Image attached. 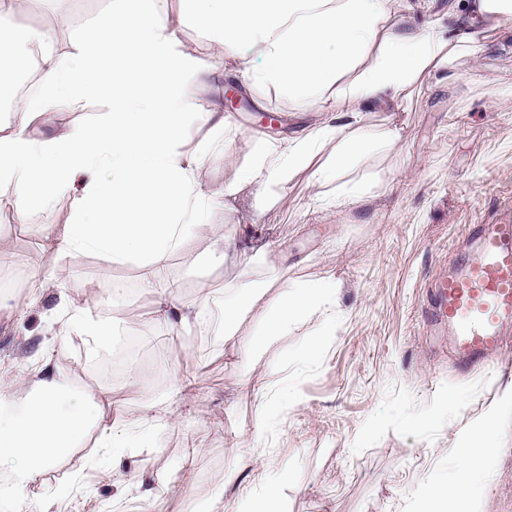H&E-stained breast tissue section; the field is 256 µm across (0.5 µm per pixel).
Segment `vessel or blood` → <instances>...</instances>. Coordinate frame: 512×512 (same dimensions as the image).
<instances>
[{
    "instance_id": "1",
    "label": "vessel or blood",
    "mask_w": 512,
    "mask_h": 512,
    "mask_svg": "<svg viewBox=\"0 0 512 512\" xmlns=\"http://www.w3.org/2000/svg\"><path fill=\"white\" fill-rule=\"evenodd\" d=\"M477 246L458 269L436 279L424 310L428 325H446L456 338L457 366L467 372L493 355L512 352V216L473 227Z\"/></svg>"
}]
</instances>
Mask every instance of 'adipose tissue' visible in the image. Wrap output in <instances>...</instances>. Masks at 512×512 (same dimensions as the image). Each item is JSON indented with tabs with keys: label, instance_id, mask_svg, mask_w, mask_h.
<instances>
[{
	"label": "adipose tissue",
	"instance_id": "obj_1",
	"mask_svg": "<svg viewBox=\"0 0 512 512\" xmlns=\"http://www.w3.org/2000/svg\"><path fill=\"white\" fill-rule=\"evenodd\" d=\"M31 2L0 0V92L13 85L5 60L12 55L14 18ZM212 2L181 0V6L212 30L210 49L225 67L256 94L274 89L319 101L333 115L330 124L278 144L248 132L259 145L252 164L222 185L207 183L206 159L223 143L228 118L198 97V83L211 72L185 51L170 0H113L110 12L86 24L65 54L55 51L50 31L29 29L27 46L41 50L39 91L13 99L11 121L0 124V197L8 199L18 223L72 196L77 206L71 224L61 235L45 229L43 248L73 260L94 252L115 263L138 262L155 322L174 333L206 319L204 307L178 299L167 273L168 256L183 248L189 234L206 239L207 254L217 263L229 252L266 247L253 235L229 237L207 224L209 210L245 186L268 192L307 168L318 183L347 180L338 199L357 204L368 190L353 176L357 160L376 142L393 144L401 137L391 115L376 137H368L360 127L363 113L402 100L456 58L477 55L487 34L512 23V0H448L449 25L432 20L422 27L405 23L403 0H223L218 9ZM91 96L109 103L102 121L79 130H35V122L56 105L74 107ZM192 126L205 128L206 136L189 150L185 136ZM330 139L336 142L333 156L312 167ZM118 293L101 288L95 300ZM335 295L330 282L283 285L263 304L257 289L246 288V306L225 302L224 324L232 326L242 308L256 310L259 329L247 353L259 357L294 324L323 314ZM95 300L72 302L71 309L78 336L105 346L112 331L94 320ZM278 408L263 401L220 487L253 470L256 460L247 447ZM93 427L101 450H116L100 403L77 397L67 374L51 363L41 366L30 389L0 386V461L12 466L13 491L28 489ZM489 462V455L462 453L456 479L425 490V512H473L472 488L489 472Z\"/></svg>",
	"mask_w": 512,
	"mask_h": 512
}]
</instances>
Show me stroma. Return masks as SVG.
I'll list each match as a JSON object with an SVG mask.
<instances>
[{
    "label": "stroma",
    "instance_id": "1",
    "mask_svg": "<svg viewBox=\"0 0 512 512\" xmlns=\"http://www.w3.org/2000/svg\"><path fill=\"white\" fill-rule=\"evenodd\" d=\"M110 3L41 0L15 17L16 31L52 25L65 14L68 25L57 39L64 52ZM181 39L219 74L199 85L203 102L223 103L230 91L240 100L229 113L231 140L208 155V183L222 184L250 163L245 131H264L268 142L280 143L328 123L329 113L314 101L273 89L257 96L211 54L195 15L183 18ZM391 112L403 137L359 161L357 173L370 186L357 205L328 204L335 183H314L307 170L271 195L249 188L208 213V223L228 235L260 230L271 243L264 254L192 265L189 255L205 245L194 238L168 256L181 299L214 310L244 288H265L270 299L282 283L336 282L331 320L298 324L258 362L241 354L257 329L253 312L243 311L229 338L220 325L174 335L154 323L136 262L91 254L74 263L46 250L31 265L43 225L60 231L70 223L71 197L24 224L8 201L0 202V382L30 388L51 359L78 393L106 398L113 432L124 433L144 397L130 391L125 375L101 369L111 349L65 333L67 299L93 297L115 282L125 294L98 302L94 314L114 331L141 336L134 362L149 394L162 400L150 447L100 458L96 434H87L36 477L16 512H42L57 486L70 482L75 489L62 512H190L212 498L234 442L252 430L266 395L278 398L281 410L253 445L255 471L225 490L217 512H239L245 497H258L267 484L280 485L286 512H423L422 490L452 479L459 450L486 435L496 455L490 475L475 486L474 512H512V408L501 407L512 394V370L494 359L463 375L450 333L431 331L422 317L431 283L473 248L471 226L512 207V29L490 33L477 56L423 79ZM267 113L279 119L269 133L261 121ZM40 268L63 269L65 285L44 289L34 303L28 285ZM321 335L325 343L307 352ZM184 376L190 388L176 391Z\"/></svg>",
    "mask_w": 512,
    "mask_h": 512
}]
</instances>
